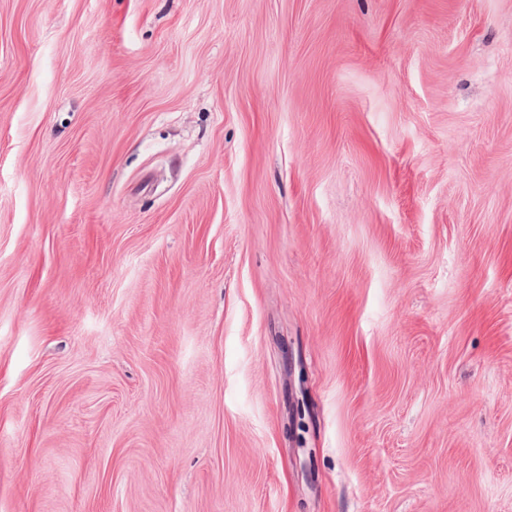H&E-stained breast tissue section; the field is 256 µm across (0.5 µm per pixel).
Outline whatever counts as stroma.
Returning a JSON list of instances; mask_svg holds the SVG:
<instances>
[{"instance_id":"stroma-1","label":"stroma","mask_w":512,"mask_h":512,"mask_svg":"<svg viewBox=\"0 0 512 512\" xmlns=\"http://www.w3.org/2000/svg\"><path fill=\"white\" fill-rule=\"evenodd\" d=\"M0 512H512V0H0Z\"/></svg>"}]
</instances>
